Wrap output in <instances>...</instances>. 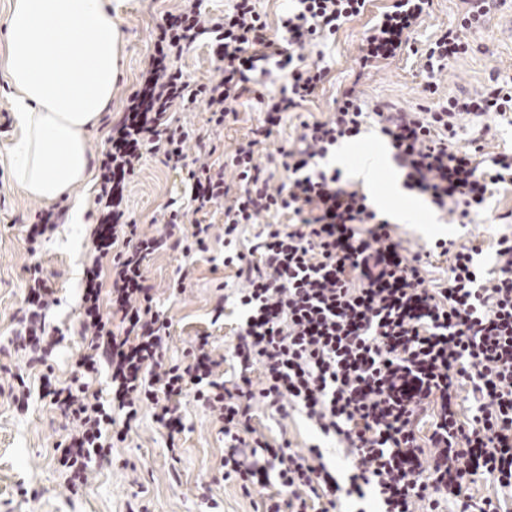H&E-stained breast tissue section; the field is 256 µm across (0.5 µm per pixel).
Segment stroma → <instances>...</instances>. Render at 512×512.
Returning a JSON list of instances; mask_svg holds the SVG:
<instances>
[{
	"instance_id": "stroma-1",
	"label": "stroma",
	"mask_w": 512,
	"mask_h": 512,
	"mask_svg": "<svg viewBox=\"0 0 512 512\" xmlns=\"http://www.w3.org/2000/svg\"><path fill=\"white\" fill-rule=\"evenodd\" d=\"M389 0H370L364 15L346 23L334 43L324 49V61L330 68L327 81L301 115H287L280 127L260 148L268 155L284 144L299 118H325L333 101L351 83H358L366 101L385 100L404 107L425 103L436 105L451 96L480 90L490 76H512V16L499 12L480 27L468 32L472 52L451 63L438 80L434 97H425L422 50L440 33L455 27L462 7L460 0H433L428 15L410 33L411 49L369 71H361L358 57L361 39L374 16ZM177 0H122L116 21L124 48L120 65L122 76L112 93V102L103 112L100 126L86 136V152L102 149L113 118L119 117L127 95L136 88L148 63L154 28ZM235 116L224 128L213 129L207 122L203 106H196L181 116L197 134L212 142L216 151L213 161H224L239 144L251 139L260 125L262 114L254 100L243 98L233 103ZM491 125L495 136L483 143V156H491L512 147V124L493 114L465 117L458 123L456 140L468 145L483 125ZM13 128L0 127V338L8 337L20 316L25 288L26 266L30 256L25 236L36 211L45 208L43 200L26 195L15 182L10 170L9 149ZM355 163L342 166L343 176L358 183L367 196L384 189L400 172L392 159L386 136L375 123H367L354 137ZM186 171L165 167L157 157L145 154L140 170L129 181L125 204L146 232H157L154 217L169 200L185 202ZM512 211V187L495 193L489 208L477 224H450L430 198L415 190H404L391 205L381 208L389 219L394 235L406 255L430 248L438 239H453L482 248L480 262L491 267L494 244L498 237L512 234V223H497L498 215ZM94 222L85 216L83 223L62 224L42 249L40 260L46 277L58 291L60 303L49 321L63 338L50 359L58 379L70 375L77 354L84 348L77 321L78 307L85 284L84 270L89 263L86 243ZM224 248L211 244L208 252L185 258L181 253L166 251L154 255L147 272L157 289V306L171 322L167 355L182 357L197 336L212 334L220 348H227L233 330L244 317L235 295L242 283L234 268L225 266ZM193 261L196 271L192 283L183 293L174 294L170 283L186 261ZM228 300L222 316L213 307L218 292ZM185 429L177 437L176 452H168L166 437L150 412H143L127 441L112 452V463L96 470L78 493H70L54 460V446L68 430L66 418L48 400L33 399L27 411H17L8 396L0 394V512H126L133 496H140L148 512H256L259 491L244 494L233 480L214 481L213 476L224 452V444L209 414L194 404L183 410ZM253 425L269 439L288 436L295 448L312 445L321 448L327 464L336 472L341 485H348L350 463L338 451L334 441L324 437L304 417L295 414L287 425H280L263 406H256Z\"/></svg>"
}]
</instances>
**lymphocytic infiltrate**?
<instances>
[{"label":"lymphocytic infiltrate","mask_w":512,"mask_h":512,"mask_svg":"<svg viewBox=\"0 0 512 512\" xmlns=\"http://www.w3.org/2000/svg\"><path fill=\"white\" fill-rule=\"evenodd\" d=\"M202 5L180 0L157 25L142 82L96 155L97 224L78 311L89 342L65 381L46 368L59 343L46 316L60 299L36 259L65 212L41 210L26 229L34 260L14 339L29 365L44 371L35 387L13 374L12 404L24 410L32 398L47 399L69 419L56 461L72 492L126 441L143 409L152 410L167 447H174L184 429L181 404L190 396L219 425L222 479L246 492L262 490L261 512H335L342 489L320 448L301 451L285 437L270 441L252 425L257 402L281 414L299 411L334 437L351 463V491L373 487L381 512H439L444 497L458 501L460 512H501L500 502L466 494L463 482L480 474L512 496V238L498 239L488 269L478 261L479 247L437 240L435 250L450 259L448 276L428 287L432 252L406 256L367 195L341 171L317 164L375 116L406 187L429 195L449 223H471L495 192L512 186V150L482 161L478 140L456 144V126L465 116L512 117V78L490 77L483 91L433 107L385 103L369 113L357 87H348L326 119L300 120L292 140L278 147L277 175L262 166L260 145L329 75L308 48L334 40L364 14L367 0H292L274 29L254 0H235L220 18ZM430 6L431 0H391L364 36L361 69L407 50L410 30ZM480 22L465 5L456 27L429 44L427 95L437 91V74L471 52L466 33ZM204 36L216 76L193 84L177 62ZM249 95L264 114L253 139L224 164L200 160L189 173L186 204L167 213L166 231L142 232L124 206L126 182L148 153L171 169L185 167L189 133L175 113L199 101L209 123L220 127L232 103ZM229 170L232 186L224 179ZM214 206L224 210L218 235L200 218ZM271 213L286 223H264ZM257 223L263 229L248 252L232 251L240 226ZM215 238L231 249L224 263L243 283L237 301L245 318L233 330L229 356L218 355L205 333L183 360L171 361L170 323L157 308L147 264L166 250L208 251ZM228 359L237 368L231 379L223 370ZM103 372L108 401L93 386ZM464 401L471 411L465 419ZM427 416L432 423L423 437L419 425Z\"/></svg>","instance_id":"obj_1"}]
</instances>
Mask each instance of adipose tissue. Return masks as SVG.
Returning a JSON list of instances; mask_svg holds the SVG:
<instances>
[{"mask_svg": "<svg viewBox=\"0 0 512 512\" xmlns=\"http://www.w3.org/2000/svg\"><path fill=\"white\" fill-rule=\"evenodd\" d=\"M119 0H11L0 75L13 90L12 173L28 196L57 200L91 182L86 136L120 75Z\"/></svg>", "mask_w": 512, "mask_h": 512, "instance_id": "obj_1", "label": "adipose tissue"}]
</instances>
